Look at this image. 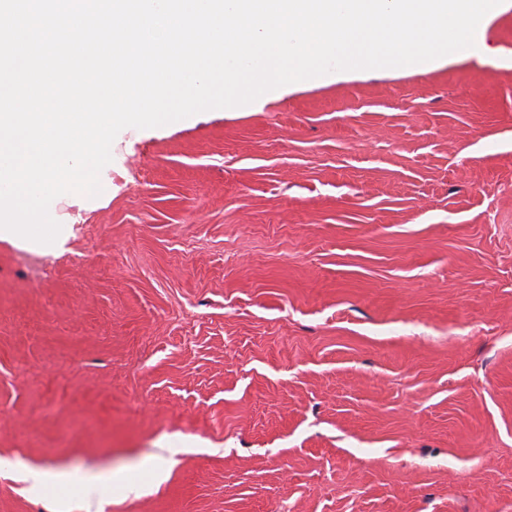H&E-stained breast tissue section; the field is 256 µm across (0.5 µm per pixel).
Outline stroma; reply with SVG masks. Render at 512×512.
Listing matches in <instances>:
<instances>
[{
	"label": "stroma",
	"mask_w": 512,
	"mask_h": 512,
	"mask_svg": "<svg viewBox=\"0 0 512 512\" xmlns=\"http://www.w3.org/2000/svg\"><path fill=\"white\" fill-rule=\"evenodd\" d=\"M486 43L123 129L63 246L0 240V512H512V10ZM30 482L33 490L49 486H59L68 483H79L87 492L97 488L99 477H81L67 470L53 467L33 468L26 464H19L15 467Z\"/></svg>",
	"instance_id": "35a3bbf8"
}]
</instances>
